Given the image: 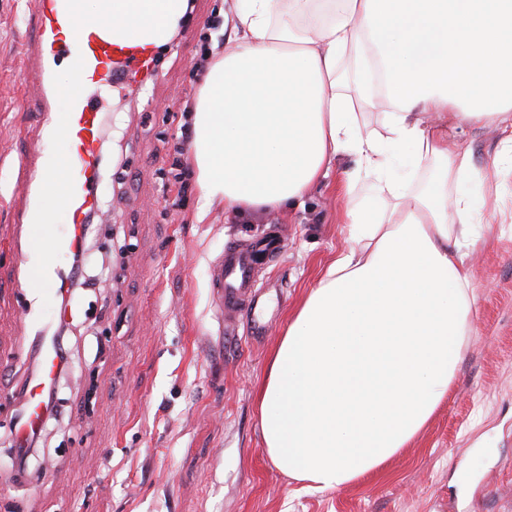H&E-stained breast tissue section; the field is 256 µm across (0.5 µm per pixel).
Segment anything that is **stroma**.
Wrapping results in <instances>:
<instances>
[{"label": "stroma", "instance_id": "stroma-1", "mask_svg": "<svg viewBox=\"0 0 512 512\" xmlns=\"http://www.w3.org/2000/svg\"><path fill=\"white\" fill-rule=\"evenodd\" d=\"M26 0H0V459L26 365L15 353L43 329L59 295L23 289L17 253L38 230L17 223L28 198L15 190L33 146L61 145L27 84L21 46ZM184 32L160 52L159 78L87 88L103 127L99 211L86 241L96 288L73 295L66 318L70 365L53 385L63 404L45 421L23 470L0 469V512H512V142L495 124L457 129L453 140L496 177L456 191L484 206L485 227L464 247L475 299L472 332L448 399L386 474L336 490H303L270 462L255 390L291 313L346 248V199L355 173L341 155L289 212L239 223L223 205L200 215L190 185L179 209L162 199L163 158L177 134L175 100L196 96L202 41L224 49V0H193ZM282 226L285 247L259 279L266 335L225 338L210 288L226 245Z\"/></svg>", "mask_w": 512, "mask_h": 512}]
</instances>
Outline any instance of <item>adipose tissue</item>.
I'll return each instance as SVG.
<instances>
[{
  "mask_svg": "<svg viewBox=\"0 0 512 512\" xmlns=\"http://www.w3.org/2000/svg\"><path fill=\"white\" fill-rule=\"evenodd\" d=\"M227 17L193 114L202 209L299 203L343 152L392 201L377 211L344 185L349 245L292 314L257 394L271 462L333 490L409 446L463 357L474 297L461 249L483 210L448 187L493 170L450 134L512 121V0H233ZM354 95L381 110L386 139L361 133ZM406 144L436 164L423 188L383 176Z\"/></svg>",
  "mask_w": 512,
  "mask_h": 512,
  "instance_id": "adipose-tissue-1",
  "label": "adipose tissue"
}]
</instances>
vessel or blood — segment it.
I'll return each mask as SVG.
<instances>
[{
	"label": "vessel or blood",
	"instance_id": "obj_1",
	"mask_svg": "<svg viewBox=\"0 0 512 512\" xmlns=\"http://www.w3.org/2000/svg\"><path fill=\"white\" fill-rule=\"evenodd\" d=\"M35 35L25 45L26 57L34 58L39 68L33 78L47 120L55 132L66 139L69 151L65 190L61 198L70 216L68 232L57 241L58 249L72 252L82 244L88 217L97 204L95 193L100 167L101 119L84 93H77L64 112L51 109L52 86L46 70L47 63L59 55L75 50L74 68L80 85L97 84L126 77L141 81L158 79L154 68L158 54L157 35L142 28L137 17H130L128 28H139V36L128 35V28L114 27L106 19L113 0H103V16L95 21L81 14L77 0H29ZM47 163L40 152L18 169V182L27 191L32 209L25 212L23 222H31L33 208L39 207V180ZM281 240L270 237L260 241H242L225 248L212 265L211 288L218 317L226 335L238 332L243 312L259 304L257 272L263 260H274L281 251ZM23 262L31 277L63 287L57 267L49 260L46 250H30ZM34 353V365L39 376L28 392V411L17 428L18 438L40 432L46 412L45 384L56 371V355L46 350L42 337H33L29 346Z\"/></svg>",
	"mask_w": 512,
	"mask_h": 512
}]
</instances>
